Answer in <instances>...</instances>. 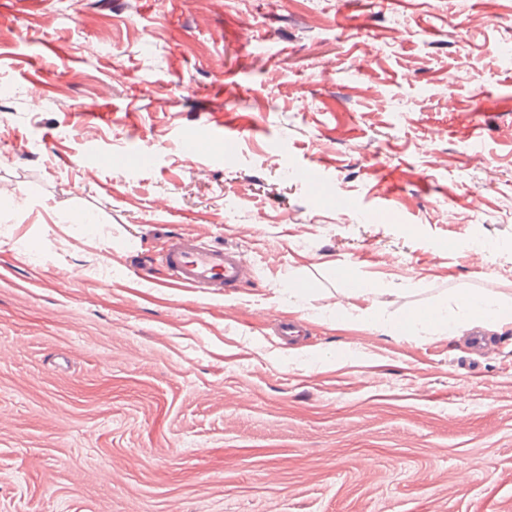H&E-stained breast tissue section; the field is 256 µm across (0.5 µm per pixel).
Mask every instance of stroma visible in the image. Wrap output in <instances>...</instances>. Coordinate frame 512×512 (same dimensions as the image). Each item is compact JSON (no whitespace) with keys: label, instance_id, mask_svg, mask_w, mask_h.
<instances>
[{"label":"stroma","instance_id":"35a3bbf8","mask_svg":"<svg viewBox=\"0 0 512 512\" xmlns=\"http://www.w3.org/2000/svg\"><path fill=\"white\" fill-rule=\"evenodd\" d=\"M132 2L0 5V512H512V323L385 327L512 303V0ZM167 228L254 279L159 287ZM431 324H439L443 331H448V335H453L459 327L454 319L448 318L447 312H444L441 307H437L429 311L415 313L409 319L388 322L386 328L390 331L406 328L418 330Z\"/></svg>","mask_w":512,"mask_h":512}]
</instances>
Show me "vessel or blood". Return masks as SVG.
Here are the masks:
<instances>
[{
	"label": "vessel or blood",
	"instance_id": "vessel-or-blood-1",
	"mask_svg": "<svg viewBox=\"0 0 512 512\" xmlns=\"http://www.w3.org/2000/svg\"><path fill=\"white\" fill-rule=\"evenodd\" d=\"M160 258L166 269L164 287L207 296L223 295L251 274L250 264L238 249L213 244L197 235L167 237Z\"/></svg>",
	"mask_w": 512,
	"mask_h": 512
}]
</instances>
